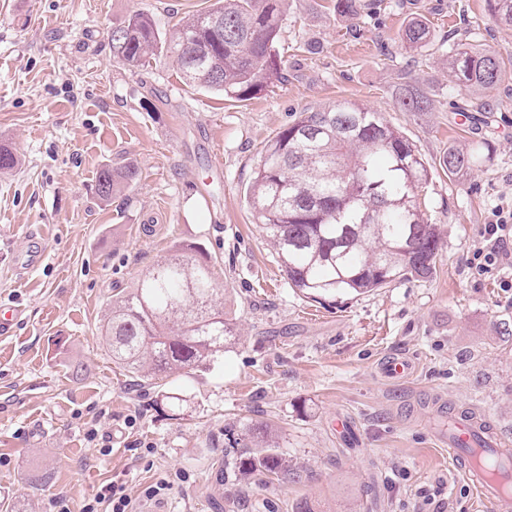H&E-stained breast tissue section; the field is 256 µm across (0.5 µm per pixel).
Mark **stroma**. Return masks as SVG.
Returning a JSON list of instances; mask_svg holds the SVG:
<instances>
[{
	"mask_svg": "<svg viewBox=\"0 0 512 512\" xmlns=\"http://www.w3.org/2000/svg\"><path fill=\"white\" fill-rule=\"evenodd\" d=\"M370 2L351 22L332 0H288L283 77L237 102L184 84L170 58L132 71L113 56L112 30L133 11L167 32L211 0H0V142L19 158L0 172V305L22 311L0 333V512H54L59 496L81 512L107 483L137 512H292L301 499L316 512L424 501L486 512L437 445L428 400L486 414L512 438V291L501 286L512 270L470 264L491 211L512 208V69L483 94L448 73L449 36L512 53V27L486 0ZM418 17L433 44L409 53L400 34ZM409 86L427 93L428 111L399 109ZM345 101L383 112L415 145L441 246L428 279L314 301L289 286L246 188L268 140L301 112ZM478 142V168L440 167L449 147ZM127 162L139 181L101 203L100 170ZM34 237L45 258L19 273ZM180 241L215 261L239 340L210 368L166 379L188 399L173 419L156 389L133 387L113 363L100 323L112 296ZM391 353L414 360L409 379L379 374ZM255 424L306 478L221 481L228 428ZM162 479L173 483L165 500H146Z\"/></svg>",
	"mask_w": 512,
	"mask_h": 512,
	"instance_id": "stroma-1",
	"label": "stroma"
}]
</instances>
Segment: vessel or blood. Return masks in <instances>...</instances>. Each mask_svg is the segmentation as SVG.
<instances>
[{
    "label": "vessel or blood",
    "instance_id": "obj_1",
    "mask_svg": "<svg viewBox=\"0 0 512 512\" xmlns=\"http://www.w3.org/2000/svg\"><path fill=\"white\" fill-rule=\"evenodd\" d=\"M411 371L410 359L401 354L387 357L380 367L384 377L394 380ZM435 412L447 419L444 442L490 512H512V441L499 437L485 416L440 405Z\"/></svg>",
    "mask_w": 512,
    "mask_h": 512
}]
</instances>
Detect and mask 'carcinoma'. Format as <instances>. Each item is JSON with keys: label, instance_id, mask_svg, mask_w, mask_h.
Returning a JSON list of instances; mask_svg holds the SVG:
<instances>
[{"label": "carcinoma", "instance_id": "carcinoma-1", "mask_svg": "<svg viewBox=\"0 0 512 512\" xmlns=\"http://www.w3.org/2000/svg\"><path fill=\"white\" fill-rule=\"evenodd\" d=\"M500 25L512 26V0H487ZM284 0H214L167 35L154 16L135 11L112 29L115 56L132 70L157 54L172 58L182 78L207 91L244 101L282 75L277 52ZM336 14L358 20L366 0H335ZM189 40L204 50L199 65L180 54ZM401 42L421 49L432 43L429 24L409 23ZM512 54L448 44V68L457 86L497 87ZM409 112H426L428 100L411 93ZM484 144L448 150L440 161L451 175L481 165ZM132 164L104 168L96 193L109 202L139 180ZM429 172L413 144L384 113L355 102L303 112L268 141L246 188L255 223L265 233L289 284L314 299L338 293H369L409 278H428L440 246L438 225L428 223L417 203ZM419 248L402 250L407 238ZM112 361L141 386H154L175 372L192 374L224 357L237 329L224 316V289L215 265L193 243L179 242L108 304L101 324ZM186 398L161 391L159 404L180 416ZM224 469L237 481L263 475L301 481L306 468L288 461L264 427H249L232 439Z\"/></svg>", "mask_w": 512, "mask_h": 512}]
</instances>
